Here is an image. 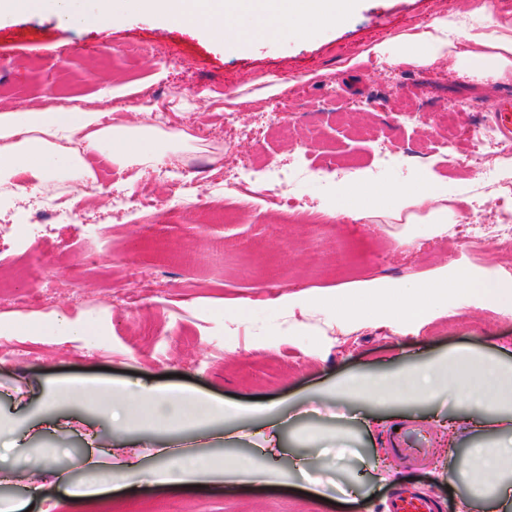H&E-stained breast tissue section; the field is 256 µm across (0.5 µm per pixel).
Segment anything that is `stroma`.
Listing matches in <instances>:
<instances>
[{
	"label": "stroma",
	"mask_w": 512,
	"mask_h": 512,
	"mask_svg": "<svg viewBox=\"0 0 512 512\" xmlns=\"http://www.w3.org/2000/svg\"><path fill=\"white\" fill-rule=\"evenodd\" d=\"M483 5L494 19L512 23V0H361L336 27L307 37L271 38L241 19L249 37L241 51L225 49L194 21L166 25L125 0H116L117 18L109 25H75L48 12L0 18V113L51 109L68 96L106 112L111 123L144 125L147 103L167 113L171 132L194 127L210 135L193 140L185 154L202 190L187 208L165 206L168 188L151 171L135 179L130 170L100 163L73 219L31 223L47 202L40 194L0 212V419L30 422L43 415L51 385L87 377L244 406L257 396L282 403L297 417L285 427L279 455L261 459L264 468L288 470L294 450L328 451L316 473L320 499L264 475L234 492L216 483L174 491L151 477L164 464L160 434L135 432L106 452L88 445L93 431L112 438L90 398L64 415L65 431L34 435L9 453L7 465L39 470L43 494L32 496L22 481L0 483V512L11 500L26 501L28 512H70L60 501L65 485L80 483L93 464L130 458L142 475L109 496L106 512H387L399 484L424 489L444 512H459L467 490L454 465L476 439L447 436L427 420L436 412L460 414L459 405L443 397L369 406L358 421L314 397L345 376L462 345L493 353L512 347V310L470 307L400 329L371 319L342 332L318 308H289L286 297L319 294L360 304L363 282L388 278L408 286L453 264L512 277V262L490 239L473 250L462 236L433 235L428 224L328 216L335 168L349 161L356 164L353 177L377 183H407L431 172L447 183L455 209L486 222L498 211L512 212V197L494 203L495 185L505 180L499 164L470 156L473 130L512 95V73L483 81L444 65L394 64L372 52L381 41L401 50V36L444 12H465L479 23ZM105 48L110 58L102 57ZM228 108L245 132L229 146ZM281 108L291 123L286 136L276 122ZM408 110L418 112V122L403 120ZM450 134L453 149L439 148ZM228 160L311 166L323 177L291 183L287 195L300 204L292 211L262 193L226 189ZM131 189L157 201L152 221L136 209L113 208V196ZM32 249L53 288L21 307L16 296L33 289ZM53 312L94 322L97 330L38 335L31 320ZM407 425L429 428V454L416 467L390 450L393 429ZM261 427L247 420L225 438L220 427L205 423L183 433V446L217 457L251 453L263 443Z\"/></svg>",
	"instance_id": "stroma-1"
}]
</instances>
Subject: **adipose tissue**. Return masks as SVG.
Masks as SVG:
<instances>
[{"label": "adipose tissue", "mask_w": 512, "mask_h": 512, "mask_svg": "<svg viewBox=\"0 0 512 512\" xmlns=\"http://www.w3.org/2000/svg\"><path fill=\"white\" fill-rule=\"evenodd\" d=\"M360 0H134L136 10L169 24L191 19L225 47L243 49L248 39L238 22L249 16L263 33L274 37L305 36L335 25L354 12ZM45 11L73 23L110 22L112 0H95L84 10L81 0H0V14ZM405 52L391 55L388 44L375 45L377 56L396 62L430 67L450 63L453 70L479 79L505 76L512 67V26L490 23L468 25L464 13L441 14L424 30L409 35ZM102 113L93 109H21L0 113V196H19L37 189L76 190L95 179L94 160L121 168L142 166L163 159L167 148L146 127L105 126ZM426 209V223L448 224V186L425 173L409 184L381 185L362 179L342 184L330 210L333 217L350 216L376 223L402 219L414 223L417 209ZM373 312L391 325L422 321L439 304L452 298L483 308H498L512 301V279L505 281L478 270H446L413 284L409 294L390 279L363 285ZM101 416L108 418L114 436L138 428L161 427L183 432L208 421L222 426L247 417H262L267 427L281 429L276 406L246 407L192 393L123 384L99 389ZM448 395L465 407L454 418L452 431L485 437V444L467 448L459 471L470 499L490 503L495 512H512V360L469 347L389 371L353 375L325 391L329 402L355 407L373 403L410 404ZM162 481L186 489L206 479L245 481L260 473L251 454L215 460L200 452L165 448Z\"/></svg>", "instance_id": "obj_1"}]
</instances>
